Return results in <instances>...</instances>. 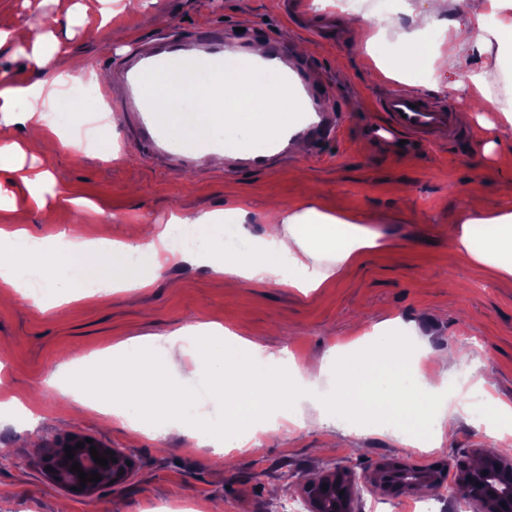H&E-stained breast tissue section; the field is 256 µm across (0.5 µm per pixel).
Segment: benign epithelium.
<instances>
[{
    "instance_id": "benign-epithelium-1",
    "label": "benign epithelium",
    "mask_w": 512,
    "mask_h": 512,
    "mask_svg": "<svg viewBox=\"0 0 512 512\" xmlns=\"http://www.w3.org/2000/svg\"><path fill=\"white\" fill-rule=\"evenodd\" d=\"M115 461L102 467L92 458L91 453L77 448L71 459L49 457L45 461L46 475L56 484L65 488L81 485L76 473L70 471L77 463L87 474L98 473L101 480L88 482L80 490L82 494H91L104 486L123 484L134 466L127 464L131 457L113 451ZM444 473L437 468H414L397 460L382 463L376 471L366 478L365 484L386 494L411 492L422 485L440 484ZM339 490L336 512H354V483L345 470L336 469L324 474L320 479L306 481L300 486L299 493L306 500L309 512H322L321 504L325 490ZM455 487L460 491L473 512H512V458L488 448H478L475 454L457 463L455 468Z\"/></svg>"
}]
</instances>
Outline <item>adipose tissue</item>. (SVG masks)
I'll use <instances>...</instances> for the list:
<instances>
[{
  "mask_svg": "<svg viewBox=\"0 0 512 512\" xmlns=\"http://www.w3.org/2000/svg\"><path fill=\"white\" fill-rule=\"evenodd\" d=\"M423 13H409L406 25L394 28L400 49L397 70L416 71L429 61L438 80L464 81L478 110L495 113L500 130H512V100L500 99L484 80L467 69L471 58L512 59V0H427ZM430 23L448 40L447 51L425 45L419 28ZM30 23L0 28V53L25 56L34 77L21 83L0 71V124L24 131L19 141L0 142V172L17 171L24 159H38L57 133L45 109L57 86L79 78L85 62L72 57L66 72L50 75L52 38L37 35ZM87 237L59 233L35 238L21 224L0 225V278L25 285L39 275L38 287L58 302L93 298L107 290L151 288L170 265L205 261L227 287L264 283L273 288L313 290L337 280L362 253L384 249L382 234L356 217L318 210L312 204L278 209L263 237L245 250L226 246L225 224H244L248 201L228 191L224 219L212 214L177 217L165 226H148L133 239L114 240L97 210L81 205ZM451 262L467 261L502 280L512 279V211L461 213L448 227ZM404 338L380 328L354 344L337 348L332 388L321 391L324 371L296 361H281L256 338L241 336L212 323L181 327L166 334L134 336L94 356L77 381V410L91 409L119 421L133 434L178 430L187 447L199 442L214 447L251 449L261 434L278 430L280 421L302 424L300 401H309L320 425L345 427L352 442L363 436L361 423L382 412L405 445L415 436L440 440L454 432L466 412L464 394L441 408L427 395L429 376L419 368L429 350L403 349ZM176 350L190 359L188 377L174 376L163 357ZM205 378L212 393L224 399L219 414L199 411L189 381Z\"/></svg>",
  "mask_w": 512,
  "mask_h": 512,
  "instance_id": "obj_1",
  "label": "adipose tissue"
}]
</instances>
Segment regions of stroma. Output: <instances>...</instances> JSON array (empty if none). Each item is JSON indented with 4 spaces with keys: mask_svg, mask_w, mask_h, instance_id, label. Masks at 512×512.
Instances as JSON below:
<instances>
[{
    "mask_svg": "<svg viewBox=\"0 0 512 512\" xmlns=\"http://www.w3.org/2000/svg\"><path fill=\"white\" fill-rule=\"evenodd\" d=\"M288 0H141L127 12L114 0L103 20L100 0H0V26L32 21L50 32L60 50L88 60L84 82L96 92L111 88L112 102L96 110L84 101L83 122L103 117L114 144L111 160L97 155L92 137L66 133L54 140L43 162L61 195L43 209L31 208L19 174L0 172L14 194L0 224H24L39 238L73 231L83 199L101 209L115 239H128L136 224H164L177 215L224 211V189L235 185L249 199L245 229L263 232L272 201L307 202L330 214H348L378 228L388 250L370 252L341 279L301 292L251 283L227 294L223 276L204 266L167 268L154 287L109 293L63 308L37 306L23 288L0 283V395L34 408L23 420L0 418V512H160L163 503L221 501L224 512H279L280 502L298 497L296 486L312 474L340 466L364 481L385 459L417 468L453 470L473 449L512 455V436L499 440L470 416L434 447L404 445L388 433H372L352 450L336 427L307 423L263 436L260 447L239 450L185 447L176 433L131 434L69 407L50 382L54 370L75 356H88L131 336L165 334L202 322L260 338L282 358L323 362L337 344L400 319L429 349L452 355V374L478 370L490 395L512 405V281L490 277L465 263L449 265L441 226L459 213L512 211V133L479 125L459 128L455 139L426 144L386 126L376 99L392 89L380 77L365 46L355 45L352 20L375 17L374 0H361L357 14L337 12L340 38L310 35L306 19H322L320 0H307L306 16ZM223 28L245 45L275 37L299 55L316 77L331 109L347 113L337 141L312 143L305 158L288 154L261 170L207 160L181 162L140 132L139 115L126 108L120 78L132 51L152 50L166 36L185 44L201 30ZM492 151H485L486 143ZM71 436L89 437L131 455L137 468L129 481L92 495L65 490L43 469L44 455Z\"/></svg>",
    "mask_w": 512,
    "mask_h": 512,
    "instance_id": "35a3bbf8",
    "label": "stroma"
}]
</instances>
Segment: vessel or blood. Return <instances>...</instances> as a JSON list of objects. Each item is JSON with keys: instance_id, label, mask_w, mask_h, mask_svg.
<instances>
[{"instance_id": "b4317fda", "label": "vessel or blood", "mask_w": 512, "mask_h": 512, "mask_svg": "<svg viewBox=\"0 0 512 512\" xmlns=\"http://www.w3.org/2000/svg\"><path fill=\"white\" fill-rule=\"evenodd\" d=\"M199 63L220 64L224 55L236 51V44L226 41L223 33L214 32L202 38L198 44ZM179 46L161 52L136 54L125 73V83L129 89V103L139 112L141 122L151 138L165 145L174 156L183 157L206 154L219 149V142L213 141L205 145L183 144L168 137L160 127L150 105L147 103L140 84L141 74L149 68L175 64L179 61ZM257 68L277 72L290 85L298 100L302 114L289 124L280 135L269 143L268 152L264 155L245 154L244 159L252 166H266L269 158L283 154L291 142L299 137L313 140H329L340 137L343 127L342 113L332 110H321L315 103L316 92L305 71L296 63L286 45L279 39H272L268 51L256 63ZM377 108L385 112L390 128L406 134L428 139L439 136H455L452 106H435L422 101L420 95L406 88L390 89L376 101Z\"/></svg>"}]
</instances>
